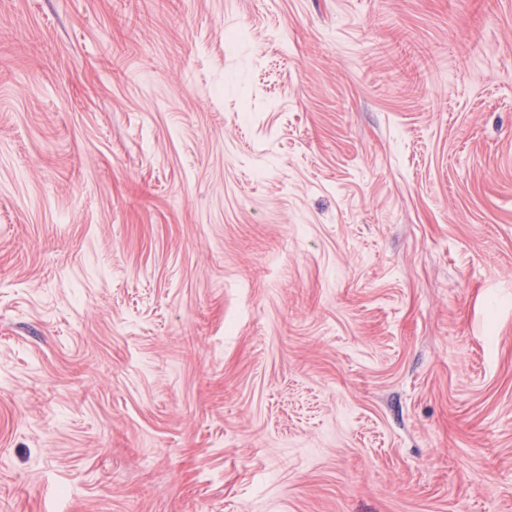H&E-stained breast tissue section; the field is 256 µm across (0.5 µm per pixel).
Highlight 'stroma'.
<instances>
[{
  "label": "stroma",
  "mask_w": 512,
  "mask_h": 512,
  "mask_svg": "<svg viewBox=\"0 0 512 512\" xmlns=\"http://www.w3.org/2000/svg\"><path fill=\"white\" fill-rule=\"evenodd\" d=\"M0 512H512V0H0Z\"/></svg>",
  "instance_id": "1"
}]
</instances>
